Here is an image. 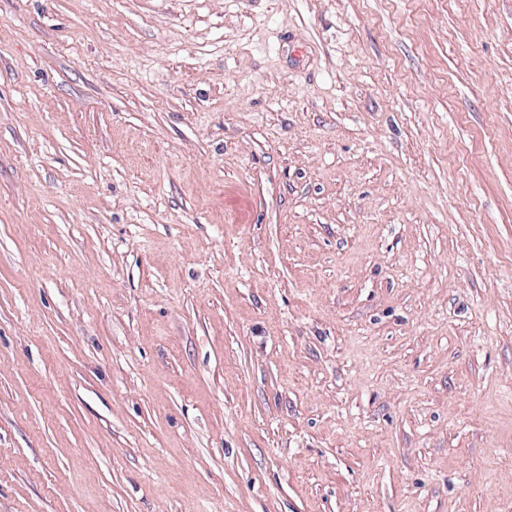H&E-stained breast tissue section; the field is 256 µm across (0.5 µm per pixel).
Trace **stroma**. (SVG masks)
Wrapping results in <instances>:
<instances>
[{"mask_svg": "<svg viewBox=\"0 0 512 512\" xmlns=\"http://www.w3.org/2000/svg\"><path fill=\"white\" fill-rule=\"evenodd\" d=\"M0 512H512V0H0Z\"/></svg>", "mask_w": 512, "mask_h": 512, "instance_id": "stroma-1", "label": "stroma"}]
</instances>
